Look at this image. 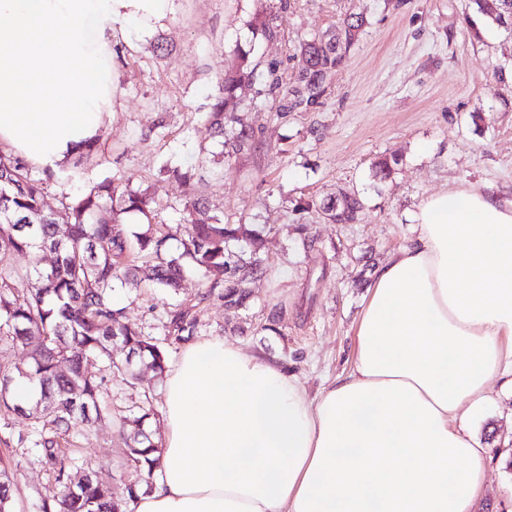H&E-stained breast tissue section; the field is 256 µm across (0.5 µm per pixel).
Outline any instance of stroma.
Wrapping results in <instances>:
<instances>
[{"instance_id": "obj_1", "label": "stroma", "mask_w": 512, "mask_h": 512, "mask_svg": "<svg viewBox=\"0 0 512 512\" xmlns=\"http://www.w3.org/2000/svg\"><path fill=\"white\" fill-rule=\"evenodd\" d=\"M272 4L280 19L265 38L250 21ZM353 4L368 24L329 76L321 104L279 116L269 64L282 84L292 83L299 43L335 27ZM129 38L116 49L122 98L99 135L104 152L82 174L60 168L48 203L107 176L131 177L154 198V222L174 251L185 234L181 204L201 195L236 229L231 248L264 271L236 310L201 300L194 272L174 293L147 279L137 288L115 284L127 321L165 352L168 366L191 341L218 337L274 358L316 393L348 369L375 272L413 238L410 217L425 197L464 186L512 198V34L487 24L472 0H174L170 19ZM242 51L257 65L256 81L238 92L256 147L224 157L205 114ZM160 119L166 126L158 130ZM383 161L391 166L385 178ZM167 165L191 169L193 180L170 179ZM346 190L359 194L363 218L332 223L324 209ZM181 306L192 307L196 324L177 337L166 324ZM137 373L133 386L113 378L100 403L116 416L148 406L145 429L163 443L166 380L142 366ZM489 386L492 402L469 423L488 450L477 508L512 512V383L497 375ZM30 429L25 416L0 419L11 512H40L62 490L39 452L19 443ZM125 446L102 420L65 450L118 490L136 477Z\"/></svg>"}]
</instances>
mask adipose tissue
<instances>
[{
  "instance_id": "obj_1",
  "label": "adipose tissue",
  "mask_w": 512,
  "mask_h": 512,
  "mask_svg": "<svg viewBox=\"0 0 512 512\" xmlns=\"http://www.w3.org/2000/svg\"><path fill=\"white\" fill-rule=\"evenodd\" d=\"M173 0H0V149L55 169L120 93L113 46ZM374 276L348 372L318 394L214 337L166 380L159 476L132 512H475L470 419L512 376V199L431 194Z\"/></svg>"
}]
</instances>
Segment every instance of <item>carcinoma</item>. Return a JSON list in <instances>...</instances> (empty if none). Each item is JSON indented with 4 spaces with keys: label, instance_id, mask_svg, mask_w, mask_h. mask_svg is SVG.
<instances>
[{
    "label": "carcinoma",
    "instance_id": "obj_1",
    "mask_svg": "<svg viewBox=\"0 0 512 512\" xmlns=\"http://www.w3.org/2000/svg\"><path fill=\"white\" fill-rule=\"evenodd\" d=\"M472 2L485 21L512 34V0ZM366 24L364 13L352 7L338 27L361 31ZM355 44L353 40L337 45L333 30L301 43L297 72L282 91L279 114L309 112L321 104L328 74L345 63ZM256 69L248 55L241 56L235 68L224 71L219 95L206 113L222 138L221 146L230 147L233 154L254 146L253 132L238 115V90L253 83ZM98 150V141H89L70 159L72 170H82ZM54 178L48 169L35 176L20 159L0 151V348L27 351L21 366L0 362V378L23 379L34 389V401L21 403L12 387H0V417L21 413L33 420V446L63 487L59 497L43 502L42 512H125L141 490L139 480L124 483L120 494L95 481L72 489V459L59 442L79 424L89 430L96 421L112 418V411L102 410L98 403L105 377L88 372V362L101 360L109 373L131 379L137 378L136 364L157 375L166 371L165 353L128 323L123 309L115 304L113 283L138 287L137 262L142 260L151 264L156 287L175 292L189 265L206 281L202 298L214 297L236 309L249 297L248 285L261 276V269L258 261L248 264L229 248L236 230L210 214L201 198L183 203L189 228L181 240L182 252L174 256L167 238L152 224L131 231L115 222L118 208L151 218L155 201L146 191L134 190L127 179L114 175L86 190L62 194L54 210L46 202ZM362 208L357 195L346 193L328 216L338 224H349L358 219ZM45 249L54 255L53 263L48 268L34 267L35 287L25 294L15 293L8 257ZM194 327L190 310L181 307L170 312L168 331L173 335H190ZM114 337L133 354V361L112 358ZM148 416L147 412L125 416L119 429L129 441L124 449L128 463L138 476L150 478L159 467L162 449L144 429Z\"/></svg>",
    "mask_w": 512,
    "mask_h": 512
}]
</instances>
